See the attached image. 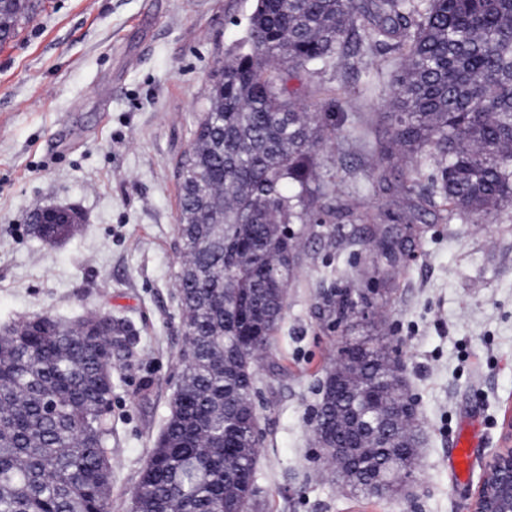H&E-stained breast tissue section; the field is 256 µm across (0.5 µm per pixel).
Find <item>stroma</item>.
Wrapping results in <instances>:
<instances>
[{
	"instance_id": "obj_1",
	"label": "stroma",
	"mask_w": 512,
	"mask_h": 512,
	"mask_svg": "<svg viewBox=\"0 0 512 512\" xmlns=\"http://www.w3.org/2000/svg\"><path fill=\"white\" fill-rule=\"evenodd\" d=\"M255 0H42L0 42V326L49 312L74 322L111 314L112 488L130 512L143 463L178 382L182 318L175 276L177 167L208 104L213 70L246 44ZM395 55L374 47L295 81L330 113L319 152L329 224H298L294 274L254 403L262 429L251 512H468L512 417V204L447 221L398 182L408 162L389 138ZM46 205L76 209L75 232L31 231ZM415 207L419 236L387 265L369 244ZM373 291L367 318L337 325L330 301ZM381 336L405 364L424 441L411 494L367 497L313 458L311 412L339 336ZM480 441L456 482L450 450L463 420Z\"/></svg>"
}]
</instances>
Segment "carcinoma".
Here are the masks:
<instances>
[{
  "label": "carcinoma",
  "instance_id": "obj_1",
  "mask_svg": "<svg viewBox=\"0 0 512 512\" xmlns=\"http://www.w3.org/2000/svg\"><path fill=\"white\" fill-rule=\"evenodd\" d=\"M33 0L0 5V31L16 34ZM397 54L390 139L423 165L448 219L487 216L512 202V0H256L248 50L212 74L179 163V269L183 317L181 403L141 470L139 512H245L255 495L258 432L250 419L260 361L284 317L293 276V224H328L317 155L336 134L325 112H306L288 80L317 74L357 30ZM41 224L44 240L72 233ZM384 231L375 245L403 254ZM372 306L362 288L338 301L337 322ZM105 313L67 331L51 313L0 335V512H107L112 484V347ZM389 353L372 338L338 339L330 370L336 439L346 472L393 464L412 472L409 417L372 435L374 395L402 399Z\"/></svg>",
  "mask_w": 512,
  "mask_h": 512
}]
</instances>
